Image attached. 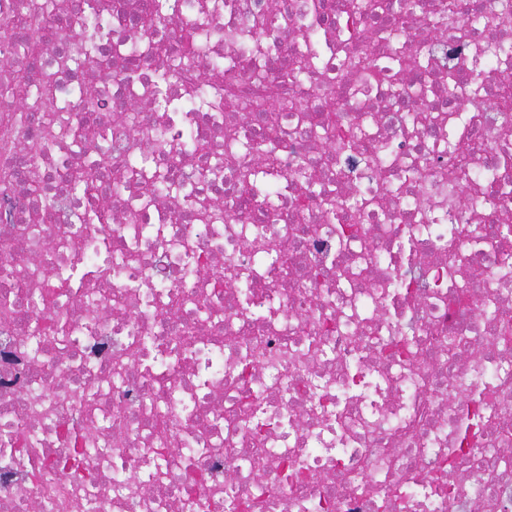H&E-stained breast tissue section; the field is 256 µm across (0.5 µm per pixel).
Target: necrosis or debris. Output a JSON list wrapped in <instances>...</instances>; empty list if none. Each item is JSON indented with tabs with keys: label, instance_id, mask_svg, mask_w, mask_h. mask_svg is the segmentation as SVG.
<instances>
[{
	"label": "necrosis or debris",
	"instance_id": "obj_1",
	"mask_svg": "<svg viewBox=\"0 0 512 512\" xmlns=\"http://www.w3.org/2000/svg\"><path fill=\"white\" fill-rule=\"evenodd\" d=\"M171 2L145 31L154 0H0V512H512L506 0ZM73 435L85 479L51 467ZM96 42L95 38H88L84 35L78 36V42L74 44V54L71 56V64L77 68L91 65L95 60Z\"/></svg>",
	"mask_w": 512,
	"mask_h": 512
}]
</instances>
